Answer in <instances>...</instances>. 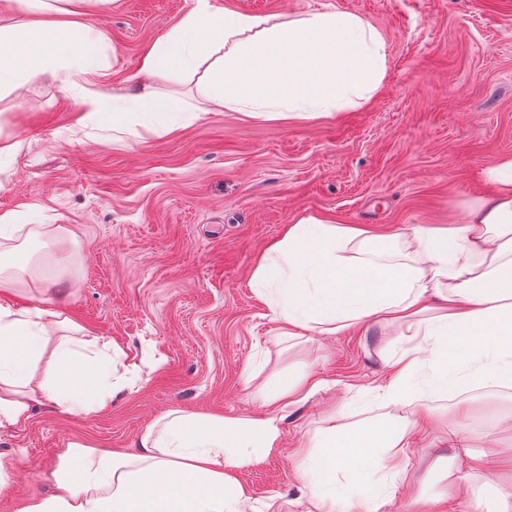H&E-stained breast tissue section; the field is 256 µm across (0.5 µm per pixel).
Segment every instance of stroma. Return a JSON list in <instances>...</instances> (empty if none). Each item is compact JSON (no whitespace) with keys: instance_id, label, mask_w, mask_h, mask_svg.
<instances>
[{"instance_id":"stroma-1","label":"stroma","mask_w":512,"mask_h":512,"mask_svg":"<svg viewBox=\"0 0 512 512\" xmlns=\"http://www.w3.org/2000/svg\"><path fill=\"white\" fill-rule=\"evenodd\" d=\"M281 24L325 11L352 12L378 30L387 71L370 100L312 120H256L212 113L171 137L141 136L83 118L75 96L49 78L0 100V133L20 140L0 175V213L36 206L38 224L71 228L79 283L62 304L88 337L109 342L133 370L129 386L94 414L36 408L0 430L13 460L0 512L46 494L60 455L74 441L135 451L161 414L249 417L262 410L254 388L311 366L324 382L287 408L280 448L244 469L257 507L305 512L296 452L325 425L329 407H348L354 427L384 407L378 389L400 350L394 327L281 341L273 308L250 286L259 257L286 224L316 214L344 224L413 226L458 221L468 203L491 195L483 171L512 155V0H212ZM196 0H83L79 11L107 35L96 88L123 103L145 51ZM83 121L80 140L69 128ZM252 383H245L247 369ZM466 435L495 456L512 452V421L495 396L474 390ZM443 415L434 435L415 436L410 471L424 492L447 490L429 474L458 432L452 397L432 398Z\"/></svg>"}]
</instances>
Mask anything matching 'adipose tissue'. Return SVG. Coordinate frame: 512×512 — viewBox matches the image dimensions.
<instances>
[{"mask_svg": "<svg viewBox=\"0 0 512 512\" xmlns=\"http://www.w3.org/2000/svg\"><path fill=\"white\" fill-rule=\"evenodd\" d=\"M71 0H0V98L48 76L75 92L99 123L131 135L176 136L210 113L231 109L257 120H308L370 99L386 69L380 34L359 15L318 12L285 24L196 0L195 7L144 55L135 111L107 107L93 90L107 46L103 30L65 18ZM45 13L21 25L15 9ZM202 74L207 107L191 110L159 95L151 78ZM494 193L470 202L457 224L377 233L369 224L304 215L286 225L259 258L253 284L272 298L282 338L334 335L364 324L395 326L403 343L388 366L383 403L413 404L410 415L351 429L342 405L313 436L299 477L306 512H384L387 489H406L413 512H457L475 498L474 479L497 483L496 512H512V484H498L504 461L450 442L469 482L418 492L410 473L414 434L441 424L423 399L455 396L460 425L472 417L467 394L512 390V155L484 173ZM14 212L0 214V429L26 423L33 406L65 412L103 409L125 386L111 350L77 339L58 312L76 284L78 258L64 227L51 240L54 273L31 275ZM30 281L39 304L16 306L10 292ZM321 386L306 369L288 384L261 390L264 413L246 418L169 412L127 454L69 445L50 473L54 494L25 497L17 512H256L240 472L281 444L282 413Z\"/></svg>", "mask_w": 512, "mask_h": 512, "instance_id": "adipose-tissue-1", "label": "adipose tissue"}]
</instances>
